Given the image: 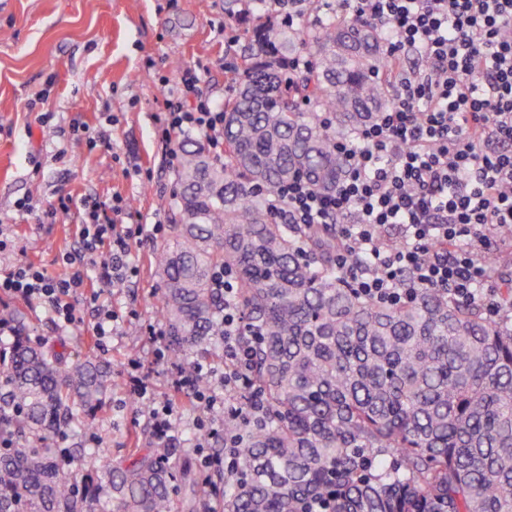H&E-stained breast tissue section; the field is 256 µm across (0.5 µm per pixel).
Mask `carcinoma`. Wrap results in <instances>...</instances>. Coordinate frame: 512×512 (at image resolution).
Here are the masks:
<instances>
[{"instance_id": "cac0c4a2", "label": "carcinoma", "mask_w": 512, "mask_h": 512, "mask_svg": "<svg viewBox=\"0 0 512 512\" xmlns=\"http://www.w3.org/2000/svg\"><path fill=\"white\" fill-rule=\"evenodd\" d=\"M256 3L244 30L256 50L224 71V155L178 144L180 193L156 255L180 359L212 354L224 308L213 273L237 275L263 418L227 425L244 440L224 512H512V321L434 289L369 299L336 267L333 225L304 230L269 210L293 179L333 190L347 165L337 144L390 104L381 33L326 14L271 28ZM298 56L306 69L288 66ZM110 384L105 363H72L17 329L0 349V431L15 444L0 452V512H170L177 474L195 506L204 487L169 448L127 464L88 463L81 448L57 460L58 431L95 429Z\"/></svg>"}]
</instances>
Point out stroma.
<instances>
[{"label":"stroma","instance_id":"stroma-1","mask_svg":"<svg viewBox=\"0 0 512 512\" xmlns=\"http://www.w3.org/2000/svg\"><path fill=\"white\" fill-rule=\"evenodd\" d=\"M244 42L240 28L224 24V0H0V222L8 224L19 246L0 253V269L28 261L49 273L60 271L66 251L80 248L74 214L59 204L120 202L117 223L151 224L172 215L179 195L177 160L158 138L156 113L163 110L167 84L179 69L205 76V92L222 109L228 91L224 66L235 61ZM111 113L110 141L97 136L102 113ZM86 133H68L74 121ZM29 200L31 212L18 211ZM54 223H43L46 211ZM164 236L130 239L136 275L128 287L95 281L100 303L120 322L109 341L106 361L114 381L97 416L95 431L67 428L56 448H81L87 456L129 459L131 433L150 434L144 402L127 398L123 369L137 358L149 369L154 401L169 395L167 363L155 359L146 341V325L159 322L163 279L155 256ZM10 311L0 329L8 346L16 325H24L35 344L84 360L95 319L82 309L83 321L57 326L48 308L18 300H0ZM212 484L210 499L185 506L181 481L171 484L172 512H216L224 503L222 468H198Z\"/></svg>","mask_w":512,"mask_h":512}]
</instances>
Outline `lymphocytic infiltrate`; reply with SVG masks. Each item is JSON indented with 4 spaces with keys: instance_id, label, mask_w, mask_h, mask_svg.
Wrapping results in <instances>:
<instances>
[{
    "instance_id": "lymphocytic-infiltrate-1",
    "label": "lymphocytic infiltrate",
    "mask_w": 512,
    "mask_h": 512,
    "mask_svg": "<svg viewBox=\"0 0 512 512\" xmlns=\"http://www.w3.org/2000/svg\"><path fill=\"white\" fill-rule=\"evenodd\" d=\"M325 7L378 25L390 60L400 61L409 49L426 66L397 83L390 105L355 142L339 143L348 165L332 191L289 182L272 212L284 224L335 225L345 251L368 256L365 265L347 267L350 286L377 302L390 305L408 289L431 288L462 303L483 300L491 316H499L491 257L512 248V238L503 237L504 228H512V0H327ZM196 81L182 76L164 100L159 123L166 146L187 131L213 148L224 143V114L209 101L174 106L194 92ZM77 219L82 248L62 256L64 273L16 264L0 273V298L47 302L58 323L72 325L80 320L72 297L85 291L100 340L115 332L116 317L88 291L89 269L99 267L102 280L125 284L135 272L129 239L158 235L162 226L117 227L98 202L84 205ZM213 279L224 293V373L216 387L203 390L197 379L211 368L172 364L173 393L148 417L156 444L178 448L180 411L207 412L200 435L223 439L224 477L233 483L239 440L226 434L225 423L243 413L249 359L239 341L244 315L236 276L219 270Z\"/></svg>"
}]
</instances>
